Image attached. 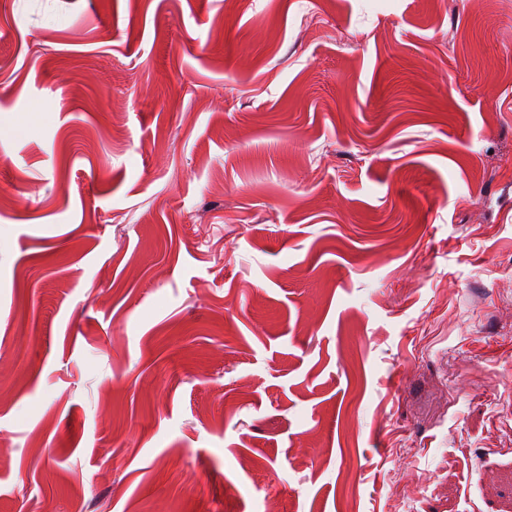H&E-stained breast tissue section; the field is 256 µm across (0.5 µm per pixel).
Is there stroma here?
<instances>
[{
    "mask_svg": "<svg viewBox=\"0 0 512 512\" xmlns=\"http://www.w3.org/2000/svg\"><path fill=\"white\" fill-rule=\"evenodd\" d=\"M0 512H512V0H0Z\"/></svg>",
    "mask_w": 512,
    "mask_h": 512,
    "instance_id": "stroma-1",
    "label": "stroma"
}]
</instances>
